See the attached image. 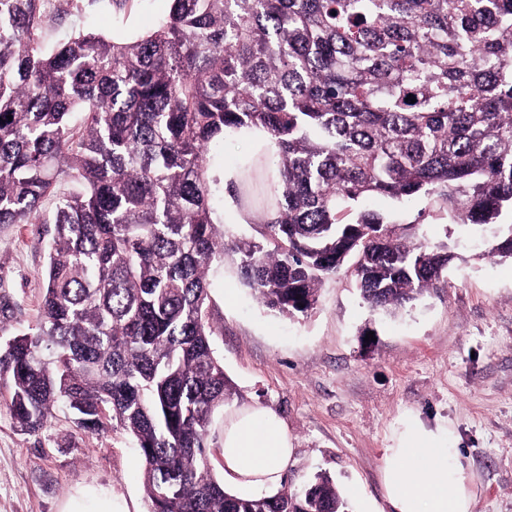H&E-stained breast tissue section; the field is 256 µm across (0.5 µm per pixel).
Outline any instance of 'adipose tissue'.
Returning a JSON list of instances; mask_svg holds the SVG:
<instances>
[{
	"label": "adipose tissue",
	"instance_id": "adipose-tissue-1",
	"mask_svg": "<svg viewBox=\"0 0 512 512\" xmlns=\"http://www.w3.org/2000/svg\"><path fill=\"white\" fill-rule=\"evenodd\" d=\"M220 447L224 488L244 498L274 496L294 455L278 415L259 406L225 415ZM380 477L392 512H472L474 494L442 435L405 428L383 449Z\"/></svg>",
	"mask_w": 512,
	"mask_h": 512
}]
</instances>
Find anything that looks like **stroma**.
<instances>
[{
	"instance_id": "obj_1",
	"label": "stroma",
	"mask_w": 512,
	"mask_h": 512,
	"mask_svg": "<svg viewBox=\"0 0 512 512\" xmlns=\"http://www.w3.org/2000/svg\"><path fill=\"white\" fill-rule=\"evenodd\" d=\"M170 0H76L48 25L56 41L78 31L129 39L152 30ZM368 209L398 224L426 212L430 242L455 243L466 229L426 200L381 197ZM52 227L0 224V305L11 320L0 342L41 319ZM446 288L399 317L371 314L350 269L326 280L316 309L295 319L265 308L240 282L232 262L213 276L210 308L223 321L214 346L238 391L226 411L260 405L285 425L295 455L284 478L302 489L315 473L332 476L349 512L384 507L381 451L407 421L444 433L461 456L473 512H512V263L459 261ZM376 339L363 345L359 332ZM123 499L149 512L134 439L115 427L80 431L56 408L38 434L20 431L0 401V512H61L78 489Z\"/></svg>"
}]
</instances>
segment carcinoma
I'll use <instances>...</instances> for the list:
<instances>
[{
    "label": "carcinoma",
    "instance_id": "cac0c4a2",
    "mask_svg": "<svg viewBox=\"0 0 512 512\" xmlns=\"http://www.w3.org/2000/svg\"><path fill=\"white\" fill-rule=\"evenodd\" d=\"M72 2L0 0V224L54 225L41 322L0 346L12 418L37 434L62 404L83 431L122 427L150 512H348L325 473L260 499L212 475L236 390L209 277L229 257L294 318L348 266L395 318L458 252L418 222L396 232L362 208L375 196L490 226L477 257L512 260V0H171L129 41L40 44L47 5ZM241 128L272 142L269 183L246 175L258 241L227 238L209 176L210 147Z\"/></svg>",
    "mask_w": 512,
    "mask_h": 512
}]
</instances>
